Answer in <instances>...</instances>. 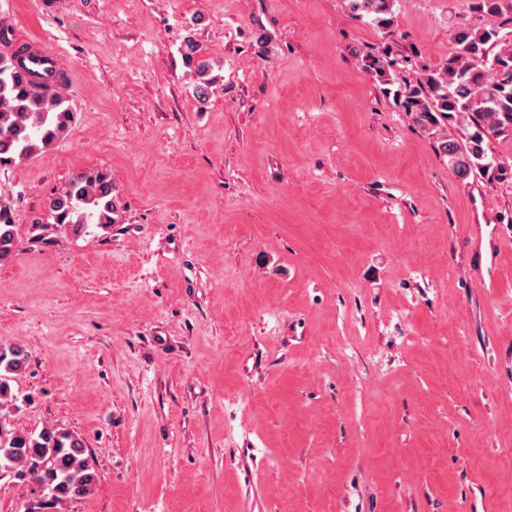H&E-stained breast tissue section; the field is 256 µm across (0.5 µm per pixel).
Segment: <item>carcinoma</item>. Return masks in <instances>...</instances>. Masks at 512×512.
Segmentation results:
<instances>
[{
	"mask_svg": "<svg viewBox=\"0 0 512 512\" xmlns=\"http://www.w3.org/2000/svg\"><path fill=\"white\" fill-rule=\"evenodd\" d=\"M350 13L369 18L381 28L392 26L396 0H346ZM475 22L453 32L454 50L439 66L426 69L409 87L404 109L427 129L448 125L464 132L438 141L437 152L462 180L479 176L488 181L512 178V167L489 153L488 141L512 138V0H470ZM30 53L21 45L0 54V164L22 159L34 140L52 142L70 118L67 99L58 88L56 71L46 70L29 79L19 65ZM186 63L197 77L194 90L206 98L212 81L211 65L203 49L188 38L182 46ZM390 49L371 56L368 73L389 81ZM112 179L102 172H76L69 189L49 202L47 219L66 224L73 233L86 232L92 224L112 223L116 208ZM15 230L7 208L0 206V264L10 259ZM29 355L19 345H0V398L11 394L13 375L27 367ZM30 476L46 496L42 512L62 501L90 495L98 474L88 456L84 439L70 431L44 428L39 433H17L0 427V477Z\"/></svg>",
	"mask_w": 512,
	"mask_h": 512,
	"instance_id": "1",
	"label": "carcinoma"
}]
</instances>
